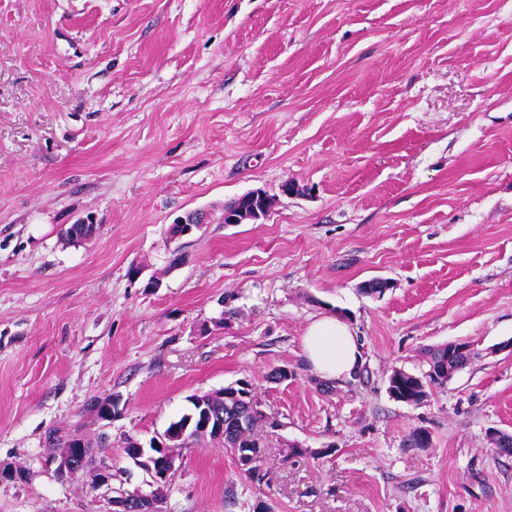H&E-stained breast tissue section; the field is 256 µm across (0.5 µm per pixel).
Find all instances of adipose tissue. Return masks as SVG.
<instances>
[{"instance_id":"adipose-tissue-1","label":"adipose tissue","mask_w":512,"mask_h":512,"mask_svg":"<svg viewBox=\"0 0 512 512\" xmlns=\"http://www.w3.org/2000/svg\"><path fill=\"white\" fill-rule=\"evenodd\" d=\"M302 344L310 365L328 380L350 376L361 359L360 346L349 325L333 315L312 320Z\"/></svg>"}]
</instances>
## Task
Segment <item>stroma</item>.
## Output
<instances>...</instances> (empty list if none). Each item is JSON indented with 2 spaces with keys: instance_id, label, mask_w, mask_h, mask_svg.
Listing matches in <instances>:
<instances>
[{
  "instance_id": "1",
  "label": "stroma",
  "mask_w": 512,
  "mask_h": 512,
  "mask_svg": "<svg viewBox=\"0 0 512 512\" xmlns=\"http://www.w3.org/2000/svg\"><path fill=\"white\" fill-rule=\"evenodd\" d=\"M256 189L268 216L222 223ZM322 314L349 378L305 359ZM509 340L512 0H0V512H108L53 430L106 434L113 487L149 493L127 440L245 380L269 485L190 441L164 512H512L486 437L512 434ZM461 341L446 384L390 397ZM302 344L310 365L328 380L350 376L361 359L356 336L344 320L333 315L312 320L302 336ZM404 370H401V369H396L392 372L393 375H396V376H399L400 377V380L402 381L403 383V387H396L398 392L401 393V389H405L407 392H408V395L406 397H404V399H410L412 398L413 399V402L409 403V404H417V403H420L427 395V390H426V384L428 382H424L423 379H421L420 377H412V376H415L412 374L411 376V373H408ZM426 383V384H425ZM84 455V442L76 438L71 442L70 448L60 450L58 454L51 456V460L57 463V471L61 476L73 480L83 468Z\"/></svg>"
}]
</instances>
